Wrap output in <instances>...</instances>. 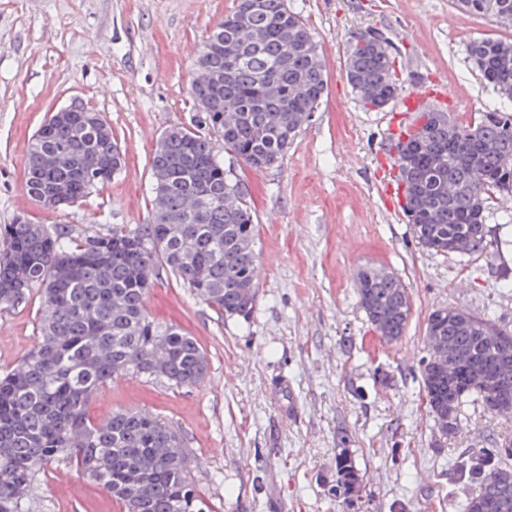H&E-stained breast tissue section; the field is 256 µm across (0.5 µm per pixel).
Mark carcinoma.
I'll list each match as a JSON object with an SVG mask.
<instances>
[{
	"label": "carcinoma",
	"instance_id": "1",
	"mask_svg": "<svg viewBox=\"0 0 512 512\" xmlns=\"http://www.w3.org/2000/svg\"><path fill=\"white\" fill-rule=\"evenodd\" d=\"M465 13L512 25V0H454ZM469 60L497 94L512 100V41L485 38L467 48ZM196 69L219 85L190 89V123L170 127L151 160L152 222L112 225L79 243L15 217L0 230V310L38 289L41 318L35 344L0 378V512H30L29 493L41 467L73 461L119 501L125 512H206L189 481L190 459L171 424L146 411L120 410L98 424L89 401L125 376L191 388L208 373V359L192 336L153 321L146 297L165 269L221 317L250 319L256 293L257 224L245 184L224 169L219 152L255 171L277 167L317 111L326 90L318 44L305 19L286 0H237L213 29ZM347 81L359 105L379 112L403 91L397 56L384 42L355 39L346 57ZM405 185L404 216L417 242L433 253L452 252L464 237L470 251L487 247L486 211L494 196H512V113H482L472 125L446 111L417 113L406 139L391 143ZM123 153L94 110L53 112L35 134L25 162V190L47 207L71 206L112 180ZM359 303L382 338L404 335L411 303L391 273H361ZM446 336L457 357L478 358L512 376V333L492 320L456 309L433 311L426 333ZM496 336L488 350L479 337ZM425 393L436 413L478 395L496 415L512 419V403L493 406L476 390L463 391L422 361ZM504 445L468 450L456 482L475 485L467 512H512L511 454ZM336 496L351 501L362 475L348 449L337 450Z\"/></svg>",
	"mask_w": 512,
	"mask_h": 512
}]
</instances>
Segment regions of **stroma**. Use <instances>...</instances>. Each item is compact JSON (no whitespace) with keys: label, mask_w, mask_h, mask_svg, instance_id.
Segmentation results:
<instances>
[{"label":"stroma","mask_w":512,"mask_h":512,"mask_svg":"<svg viewBox=\"0 0 512 512\" xmlns=\"http://www.w3.org/2000/svg\"><path fill=\"white\" fill-rule=\"evenodd\" d=\"M319 44L327 81L317 112L281 166L257 172L233 155L224 166L249 187L259 254L249 321L223 319L167 272L150 289L151 319L194 336L209 362L204 381L169 388L135 378L108 384L88 417L119 409L157 415L180 430L190 478L210 512H465L470 486L450 482L456 457L512 437V421L468 398L459 430L443 435L420 366L430 313L454 308L512 330V199L491 201V244L439 255L418 244L377 187L389 163L386 112L357 104L345 74L351 42L367 29L401 49L407 90L444 82L464 125L504 102L480 79L466 47L512 38V27L460 12L452 0H287ZM235 0H0V227L17 215L74 240L151 219L150 161L170 126L189 122L195 60ZM99 112L125 166L84 201L60 210L26 193L32 139L54 109ZM366 268L393 273L411 300L403 337L390 343L356 293ZM38 295L0 311V373L36 341ZM348 448L363 476L354 503L336 498L334 457ZM72 490L55 491L60 475ZM35 512H122L72 463L46 465Z\"/></svg>","instance_id":"35a3bbf8"}]
</instances>
